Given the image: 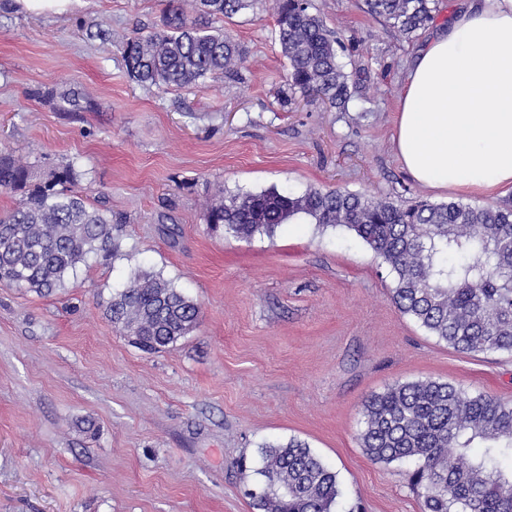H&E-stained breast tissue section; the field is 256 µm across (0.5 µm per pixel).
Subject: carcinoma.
<instances>
[{"label": "carcinoma", "instance_id": "carcinoma-1", "mask_svg": "<svg viewBox=\"0 0 512 512\" xmlns=\"http://www.w3.org/2000/svg\"><path fill=\"white\" fill-rule=\"evenodd\" d=\"M203 19L171 4L160 27L120 45L130 77L166 90L189 89L244 62L241 45L208 19H231L255 0H195ZM368 13L410 40L435 20L439 0H365ZM275 25L289 61V89L349 111L350 74L340 42L310 0H276ZM48 103L81 108L73 89L48 88ZM0 146V189L17 192L0 217V284L41 296L62 292L79 265L118 251L112 211L74 190L72 162L36 171ZM343 226L393 275L398 311L461 354H512V197L492 205L388 201L338 190L258 193L218 187L203 219L212 231L249 241L272 236L295 218ZM113 326L147 353L186 336L198 303L159 274L138 269L104 305ZM361 448L376 463L410 461V485L423 512H512V401L433 380L396 383L363 403ZM258 484L257 512H334L338 475L297 439L265 444L248 467Z\"/></svg>", "mask_w": 512, "mask_h": 512}]
</instances>
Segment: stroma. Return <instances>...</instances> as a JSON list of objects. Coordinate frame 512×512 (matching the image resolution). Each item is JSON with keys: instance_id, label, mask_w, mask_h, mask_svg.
Masks as SVG:
<instances>
[{"instance_id": "obj_1", "label": "stroma", "mask_w": 512, "mask_h": 512, "mask_svg": "<svg viewBox=\"0 0 512 512\" xmlns=\"http://www.w3.org/2000/svg\"><path fill=\"white\" fill-rule=\"evenodd\" d=\"M311 3L342 44L350 111L289 92L275 0L218 21L245 61L192 91L139 86L122 61L120 38L151 31L169 0H67L57 13L0 0V142L27 165L76 161L79 194L105 200L119 241L64 292L0 285V512H255L237 463L292 438L337 472L339 512H422L411 464L361 448L364 400L427 378L512 400V354L458 353L403 316L389 270L348 231L297 218L239 241L204 223L220 184L390 200L414 186L392 136L429 31L404 39L363 0ZM48 87L89 106L51 109ZM139 267L201 307L198 327L155 354L103 313Z\"/></svg>"}]
</instances>
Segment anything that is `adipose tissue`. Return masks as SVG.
I'll return each instance as SVG.
<instances>
[{
    "label": "adipose tissue",
    "mask_w": 512,
    "mask_h": 512,
    "mask_svg": "<svg viewBox=\"0 0 512 512\" xmlns=\"http://www.w3.org/2000/svg\"><path fill=\"white\" fill-rule=\"evenodd\" d=\"M393 143L422 187L512 188V0H462L436 25L404 79Z\"/></svg>",
    "instance_id": "1"
}]
</instances>
